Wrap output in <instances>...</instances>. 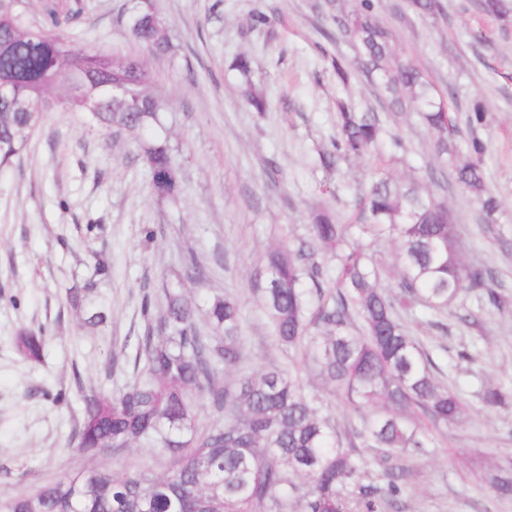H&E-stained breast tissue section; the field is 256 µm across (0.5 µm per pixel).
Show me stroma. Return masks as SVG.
Returning a JSON list of instances; mask_svg holds the SVG:
<instances>
[{
    "label": "stroma",
    "mask_w": 512,
    "mask_h": 512,
    "mask_svg": "<svg viewBox=\"0 0 512 512\" xmlns=\"http://www.w3.org/2000/svg\"><path fill=\"white\" fill-rule=\"evenodd\" d=\"M85 23L78 45L112 56L142 57L153 90L170 110L165 130L177 148L185 190L177 202L152 196L148 172L131 136L103 139L87 114L48 112L26 152L0 169V499L34 493L43 483L99 464L165 472L166 457L134 447L93 460L78 448L82 395L113 396L133 379L143 300L153 311L164 290L182 283L198 306L216 295L241 305L240 371L286 362L251 293V279L272 246L308 235L316 209L349 223L364 183L385 165L400 139L412 177L447 199L458 230L461 261L494 274L505 299L497 308L466 291L448 310L416 305L401 313L430 359L437 379L467 406L463 421L433 433L426 455L409 459L412 476L398 498L401 512H512L481 475L512 455V407L490 410L480 391L512 387V24L478 11L470 0H443L422 19L409 0H374L400 52L441 90L459 129V143L478 135L488 189L500 202L486 219L454 176L437 182L433 137L418 115L392 116L364 76L342 88L333 58L354 51L320 11L321 0H151L172 43L154 56L131 37L141 0H81ZM270 23L254 25L256 15ZM251 58L266 100L255 111L240 96L232 64ZM379 112L389 133L371 159L322 169L318 153L337 136L335 100ZM485 122L471 130L475 102ZM153 228L146 238L145 228ZM204 265L201 280L185 279L189 254ZM109 267L98 295L111 317L105 332L80 326L66 299L96 260ZM42 332V359L20 356L15 339Z\"/></svg>",
    "instance_id": "35a3bbf8"
}]
</instances>
